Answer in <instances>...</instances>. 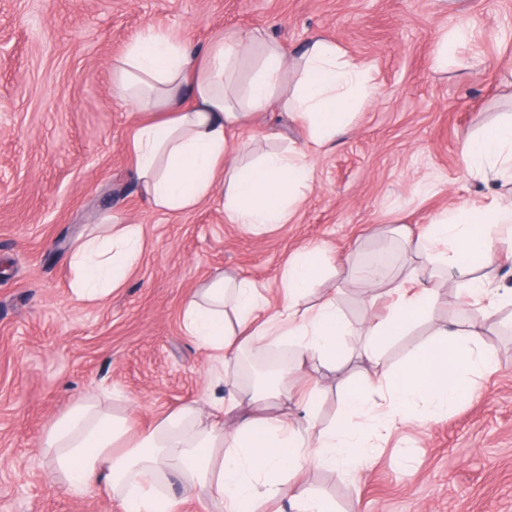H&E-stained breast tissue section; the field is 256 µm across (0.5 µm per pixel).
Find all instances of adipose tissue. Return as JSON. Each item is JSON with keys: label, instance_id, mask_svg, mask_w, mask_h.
Here are the masks:
<instances>
[{"label": "adipose tissue", "instance_id": "obj_1", "mask_svg": "<svg viewBox=\"0 0 512 512\" xmlns=\"http://www.w3.org/2000/svg\"><path fill=\"white\" fill-rule=\"evenodd\" d=\"M254 49L259 52L256 67L248 82L237 86L239 64ZM298 66L300 77L290 88L288 60L278 42L235 32L197 51L146 27L113 60L112 87L114 100L141 116L133 151L151 206L178 214L218 194L228 223L253 230L286 223L309 186L310 155L345 134L353 110L372 93L364 68L322 37L310 39ZM274 104L308 124L306 150L240 164L247 147L240 133ZM460 152L466 170L478 179L512 177V119L464 136ZM511 223L512 201L480 209L458 205L436 214L404 245L445 269L466 306L489 315L508 298L490 290L474 271L495 261L491 229ZM141 239L139 225L108 222L101 233L80 238L71 256L76 299L105 301L138 261ZM324 274L318 250L295 252L282 277L284 300L274 309L253 281L220 276L187 297L183 321L200 346L216 352L228 377L236 373L238 356L255 343L271 336L286 339L294 356L281 373L276 397L299 400L309 411L321 388L298 385L296 371H332L356 357L371 362L372 370L347 389L333 425L257 416L260 395L243 386L213 404L208 428L194 429L199 409L191 402L135 435L126 421L81 398L42 441L67 492L77 498L93 491L114 496L133 512H180L190 499L217 501L223 512H240L245 504L262 512L273 499L288 500L297 512H335L328 497L303 483L306 470L356 468L371 437L450 411L470 394L475 376L497 370L496 353L483 342L474 319L433 324L429 346L410 354L399 369L386 364V348L425 318L438 299L425 275L415 270L389 286L388 314L368 316L359 346L347 347L343 338L349 323L334 297L324 296L311 308L299 303ZM374 393L384 398L382 409L372 406ZM310 432L316 435L312 445L305 442ZM174 482L180 487L176 495L169 490Z\"/></svg>", "mask_w": 512, "mask_h": 512}]
</instances>
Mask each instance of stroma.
<instances>
[{
    "label": "stroma",
    "mask_w": 512,
    "mask_h": 512,
    "mask_svg": "<svg viewBox=\"0 0 512 512\" xmlns=\"http://www.w3.org/2000/svg\"><path fill=\"white\" fill-rule=\"evenodd\" d=\"M148 25L198 50L259 29L296 55L321 35L367 68L374 95L314 155L288 223L248 231L217 198L178 215L149 205L131 155L137 114L112 98V60ZM511 114L512 0H0V512H124L64 491L41 446L48 428L89 395L139 433L191 401L208 425L214 393L233 386L186 333L185 299L223 273L254 281L275 307L300 249L339 267L353 246L376 253L391 229L414 235L443 209L512 198V183L487 186L459 154L464 134ZM309 134L271 107L250 154L304 148ZM105 213L141 225L144 240L124 284L86 303L71 291L70 250ZM435 286L430 322L459 317L452 284ZM329 293L355 345L371 291L329 272L302 303ZM430 322L388 348L389 362L427 343ZM482 332L500 367L468 399L394 429L358 469L312 470L305 483L337 512H512V314ZM364 368L319 374V424Z\"/></svg>",
    "instance_id": "35a3bbf8"
}]
</instances>
